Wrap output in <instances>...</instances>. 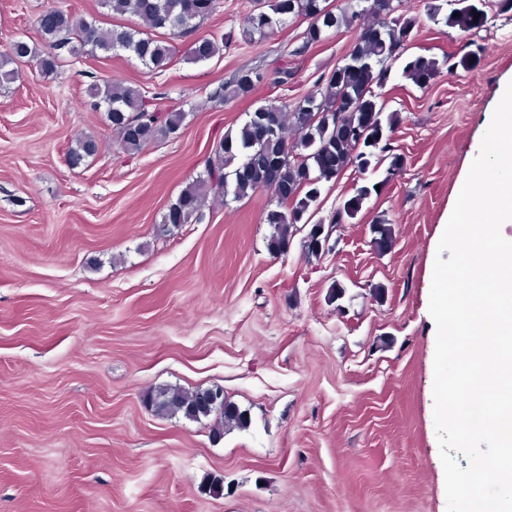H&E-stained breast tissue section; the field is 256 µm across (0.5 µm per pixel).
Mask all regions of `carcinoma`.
Returning <instances> with one entry per match:
<instances>
[{
    "mask_svg": "<svg viewBox=\"0 0 512 512\" xmlns=\"http://www.w3.org/2000/svg\"><path fill=\"white\" fill-rule=\"evenodd\" d=\"M358 10L337 14L327 0H255V9L242 28L241 37L254 43L267 33L297 20L308 26L293 56L304 57L325 40L328 32L341 27L355 30V37L344 63L326 80L319 94L304 97L293 106L268 102L247 114L237 133L227 134L214 143L205 163V174L185 187L163 214L162 232L201 217V207L208 192L240 200L263 188L262 179L272 178L275 207L266 212L271 227L267 248L283 253L298 231L309 223V212L321 195L323 184L335 179L346 167L365 173L377 168L382 158L377 149L386 133L401 122V113L387 112L378 101L374 88L390 78L388 62L403 55L402 48L417 24V17L398 12L400 0H356ZM429 19L469 33L487 24L486 8L492 0H424ZM114 14H133L141 24L133 28L100 27L95 20L68 14L59 9L45 11L38 25L45 41L40 50L25 41H15L0 54V83L13 80V65L26 58L37 61L46 77L56 73L61 51H74L79 44L89 51H124L134 55L144 66L163 72L174 57L168 41L151 37L148 32L164 30L173 37L194 32L200 22L216 8V0H102ZM220 38L199 37L190 47L196 62L214 57L224 47ZM442 64L434 57L414 56L404 59L402 74L418 87L427 86ZM267 80L257 69L242 70L230 85L212 94L223 102L246 97ZM95 106L104 107L107 120L120 137L121 148L135 154L146 145L167 138L180 129L186 114L149 110L150 101L138 87L106 82L90 88ZM296 137L288 141L287 127ZM98 143L92 137H80L68 151V163L78 167L96 154ZM372 188L363 185L356 195L336 211L334 223L343 224L356 217ZM328 235L320 224L312 225L304 241L307 252L319 254L326 248ZM154 410L166 416L182 415L190 420L207 417L215 411L223 415L224 428L242 429L248 424L247 413L222 401L213 403V390L186 391L178 387L159 388L148 395Z\"/></svg>",
    "mask_w": 512,
    "mask_h": 512,
    "instance_id": "obj_1",
    "label": "carcinoma"
}]
</instances>
